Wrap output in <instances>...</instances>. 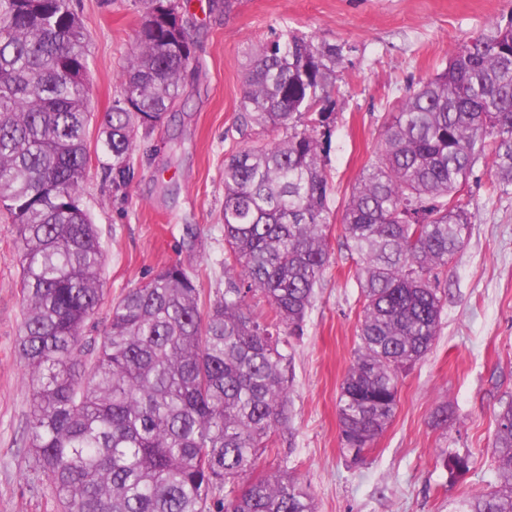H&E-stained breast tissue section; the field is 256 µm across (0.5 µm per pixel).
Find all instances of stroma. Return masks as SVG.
<instances>
[{
	"instance_id": "1",
	"label": "stroma",
	"mask_w": 512,
	"mask_h": 512,
	"mask_svg": "<svg viewBox=\"0 0 512 512\" xmlns=\"http://www.w3.org/2000/svg\"><path fill=\"white\" fill-rule=\"evenodd\" d=\"M195 44L187 95L168 125L138 132L124 184L97 128L81 202L97 227L106 261L104 300L86 338L100 335L112 303L152 272L181 263L199 275L204 299L228 286L224 275V159L234 150L278 141L243 123L246 68L262 44L288 33L345 45L319 128L341 213L363 169L381 148L382 119L421 79L440 72L470 37L512 22V0H183ZM90 35L88 109L109 111L135 40L134 0H73ZM461 203L471 216L465 248L448 269V301L430 353L400 373L398 408L384 433L352 463L341 449L337 399L357 347L361 289L341 226L332 224L334 262L292 338L287 377L292 442L265 451L259 471L282 468L312 492L317 512H448L452 501L497 484L491 448L495 415L512 399V193L476 167ZM18 231L0 210V512H60L28 466L29 382L19 358L23 317ZM447 405L456 421L434 425ZM470 452L458 482L436 465L440 449Z\"/></svg>"
}]
</instances>
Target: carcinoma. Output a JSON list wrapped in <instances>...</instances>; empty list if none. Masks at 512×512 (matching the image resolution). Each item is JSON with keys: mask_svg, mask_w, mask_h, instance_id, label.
<instances>
[{"mask_svg": "<svg viewBox=\"0 0 512 512\" xmlns=\"http://www.w3.org/2000/svg\"><path fill=\"white\" fill-rule=\"evenodd\" d=\"M122 95L99 121L112 170L137 131L171 117L194 60L179 0H139ZM343 47L294 34L261 45L240 108L282 134L224 161V275L203 308L181 264L156 270L83 331L104 298V253L80 191L87 135V38L70 0H0V208L17 224L24 313L19 356L31 382L34 473L62 512H316L283 469L257 474L290 430L286 349L332 265V213L318 128L333 105ZM382 149L341 214L358 258V346L337 401L342 451L361 459L395 417L399 372L431 350L447 299L442 278L470 236L460 193L477 165L512 189V23L455 49L383 123ZM273 313L259 320L246 298ZM499 485L452 512H512V400L493 437ZM456 482L469 453L437 454Z\"/></svg>", "mask_w": 512, "mask_h": 512, "instance_id": "carcinoma-1", "label": "carcinoma"}]
</instances>
